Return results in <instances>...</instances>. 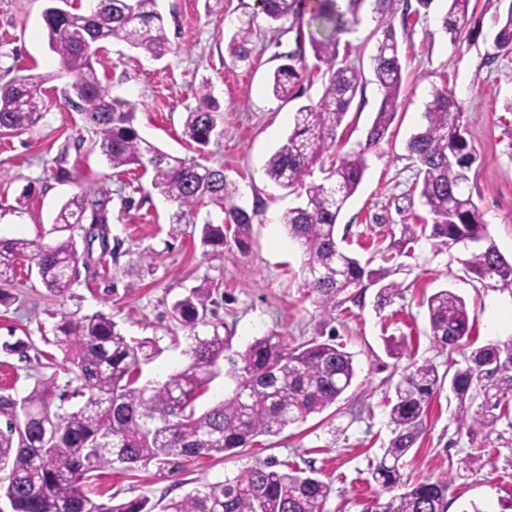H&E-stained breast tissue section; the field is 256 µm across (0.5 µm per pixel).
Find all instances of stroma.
Segmentation results:
<instances>
[{"label":"stroma","instance_id":"35a3bbf8","mask_svg":"<svg viewBox=\"0 0 512 512\" xmlns=\"http://www.w3.org/2000/svg\"><path fill=\"white\" fill-rule=\"evenodd\" d=\"M47 0H0V84L20 75L39 81L43 100L37 121L18 132H0V234L42 238L50 243L60 205L85 190L101 189L112 198V222L107 226L114 254L94 256L87 268L62 292L40 283L36 268L17 269L0 283L14 295L0 307V342H26L25 352L0 351V387L27 394L42 378L65 373L46 368L47 356L62 360L56 347L43 342L41 326L61 317L96 312L112 315L130 337L157 341L160 353L144 366L143 380L165 376L187 362L188 328L171 317L173 302L211 279L219 285L209 325L224 326L234 349L274 330L300 343L336 330L339 343L353 356L356 377L333 407L306 422L288 427L279 436L262 438L260 445L218 460L184 459L180 471L162 476L155 469L133 474L104 471L99 484L104 494L128 501L147 496L158 501L180 497L202 483L234 476L266 462L299 465L328 482L331 493L323 512H380L388 494L371 477L372 468L392 437L385 405L407 367L430 361L439 371L463 363L471 346L512 337V292L469 276L462 264V246L436 247L420 239L411 251L397 253L392 243L405 224L430 222L419 198L417 168L406 142L422 122L433 88L448 87L463 106L466 138L478 156L474 165V200L500 253L512 259V52L496 50L498 31L494 0H478L475 25L461 42H451L439 16L444 0H434L428 13H413L398 28L403 83L402 105L388 137L366 148V135L378 111L380 91L372 57L378 21L363 7L359 24L343 34L348 61L363 75V90L348 114L342 151L366 148L363 180L339 217L337 237L344 250L372 268L390 269L401 291L385 307H377V287L366 290L361 306L335 312L325 323L312 298L302 290L303 275L297 246L281 223L296 195L268 180L264 165L293 126L300 104L318 100L323 92L322 63L307 56L311 77L301 97L279 99L268 81L294 50V33L282 21L272 34L259 0H157L170 39V52L160 60L122 42L101 45L98 75L113 95L136 107V127L142 137L168 153L223 169L236 183L242 203L261 196L266 207L252 227V248L224 261H206L193 247L204 220L221 223L215 207L202 208L194 222L172 221L173 206L152 187L151 172L116 173L94 149L93 133L83 115L68 106L63 91L70 78L59 71L48 47L43 12ZM253 28L249 61H233L226 43L243 22ZM209 86L220 104L217 134L204 151L185 137L184 119L198 100L196 90ZM81 143L80 153L64 146ZM66 156L70 180L55 176L59 156ZM151 257L152 272L127 289L123 269L130 253ZM448 288L474 312L469 345L447 354L429 339L427 298ZM405 336L401 358L387 354L385 340ZM468 418L449 389L432 400L425 430L406 457L403 470L411 481L448 479V512H463L469 502L485 512H512V424L499 421L488 437L472 438Z\"/></svg>","mask_w":512,"mask_h":512}]
</instances>
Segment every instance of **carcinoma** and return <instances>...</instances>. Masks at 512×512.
<instances>
[{
	"instance_id": "obj_1",
	"label": "carcinoma",
	"mask_w": 512,
	"mask_h": 512,
	"mask_svg": "<svg viewBox=\"0 0 512 512\" xmlns=\"http://www.w3.org/2000/svg\"><path fill=\"white\" fill-rule=\"evenodd\" d=\"M373 4L383 27L372 57L382 98L366 145L337 155L339 130L358 93L362 75L347 62L348 48L340 37L359 20L364 2ZM500 20L496 48L512 51V0ZM108 6L94 18L83 13L45 9L48 46L72 83L64 94L85 115L95 135L94 145L114 169L134 166L152 173V185L176 206L180 224L201 208L214 206L222 222L202 225L200 247L208 261L229 259L250 248L253 220L263 209L255 199L252 209L236 202L238 188L224 171L173 156L143 139L135 125V108L114 97L102 85L96 65L97 44L118 41L159 59L170 51L164 18L156 0H106ZM400 0H316L312 18L323 34L310 36L313 56L325 69L324 90L316 102L300 106L294 127L268 158L267 177L291 190L301 202L285 210L281 223L303 250V288L314 298L321 315L332 316L347 303L359 306L367 288L379 286L378 300L399 292L388 280L387 268L372 269L346 254L336 238V225L366 171L365 151L383 141L395 119L402 86L399 41L392 19ZM472 0H448L441 26L451 42L460 40L470 24ZM262 12L276 24L292 20L296 49L284 55L286 63L274 72L272 92L279 98L295 96L307 76L304 0H261ZM252 23L240 24L227 45L238 62L249 59ZM202 106L187 113L185 135L199 151L209 146L217 130L220 105L202 86ZM42 105L38 85L17 76L0 85V131H21L38 118ZM463 110L452 93L432 91L423 123L411 134L406 150L417 164L419 198L432 215L430 224H403L393 242L405 248L424 236L438 247L463 245L466 269L512 291V261L489 236L473 198L471 177L477 161L465 137ZM325 173L313 179L314 169ZM111 198L104 191L81 193L67 200L55 218V230L69 235L54 244L25 237L0 238V278L22 260L35 265L50 292L64 290L83 259L72 231L83 224L110 223ZM149 256L140 253L124 269L127 287L137 286L151 272ZM218 285L206 279L174 302L172 316L193 330L207 324ZM429 336L442 351L453 352L468 339L473 327L465 300L441 289L426 301ZM41 338L64 352L72 375L60 386L51 377L37 382L24 396L0 390V470L13 477L0 485V495L14 500V512H156L147 497L105 503L98 499L94 474L120 466L127 471L156 466L173 475L186 457H219L247 448L260 436H277L291 425L334 405L355 376L352 356L336 338L317 337L290 344L276 331L255 338L242 352L231 351V337L213 327L212 334H193L189 362L163 381L139 384L142 366L157 356L150 338L125 336L112 316L103 313L63 318L51 328L40 327ZM228 363L226 374L235 386L231 394L201 414L196 401ZM464 408L477 404L469 432L490 433L498 421L509 418L512 404V339L488 343L470 351L466 365L450 378L439 375L429 362L413 363L395 387L389 402L394 436L372 478L391 493L382 512H447L448 480L408 484L403 480V458L424 432V419L433 396L443 385ZM329 485L313 471L287 472L271 463L244 469L232 478L204 483L187 494L169 499L161 512H323Z\"/></svg>"
}]
</instances>
